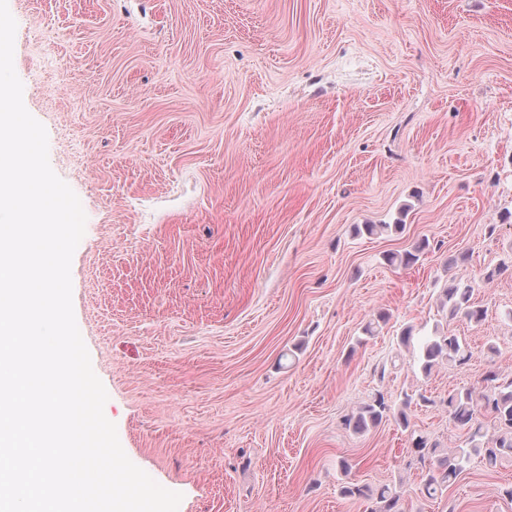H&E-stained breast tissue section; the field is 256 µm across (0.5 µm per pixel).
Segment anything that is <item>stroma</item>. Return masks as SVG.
I'll use <instances>...</instances> for the list:
<instances>
[{"label":"stroma","mask_w":512,"mask_h":512,"mask_svg":"<svg viewBox=\"0 0 512 512\" xmlns=\"http://www.w3.org/2000/svg\"><path fill=\"white\" fill-rule=\"evenodd\" d=\"M8 6L24 105L87 216L72 302L104 413L178 512H365L347 481L401 485L404 512H512L511 459L471 456L427 501L410 453L415 431L465 447L449 390L512 378V0ZM452 280L482 322L441 310ZM409 325L469 359L424 374ZM379 391L430 403L347 429Z\"/></svg>","instance_id":"stroma-1"}]
</instances>
